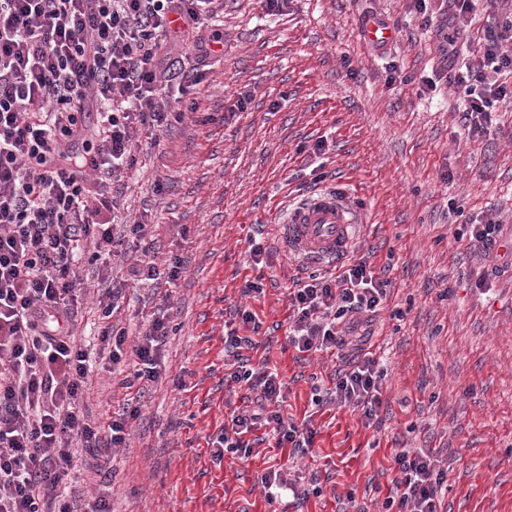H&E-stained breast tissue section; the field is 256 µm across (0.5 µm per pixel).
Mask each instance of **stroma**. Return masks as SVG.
<instances>
[{
	"label": "stroma",
	"instance_id": "stroma-1",
	"mask_svg": "<svg viewBox=\"0 0 512 512\" xmlns=\"http://www.w3.org/2000/svg\"><path fill=\"white\" fill-rule=\"evenodd\" d=\"M429 9L425 20L411 0H287L271 14L262 0H223L222 48L175 100L182 121L140 152L123 187L134 214L157 227L158 261L178 257L183 273L130 285L115 318L134 339L166 306L172 331L165 371L114 460L112 512H380L398 446L447 468L444 512H512V280L490 274L468 240L484 217L512 225V102L490 135L458 127L463 100L438 51L447 12L441 0ZM368 13L394 24L387 48L360 41ZM241 92L251 101L236 113ZM321 137L326 153L308 157L304 146ZM321 171L364 216L352 257L391 281L371 339L388 408L371 428L313 402L339 361L287 339L288 289L310 269L282 249L277 223ZM255 234L259 264L248 252ZM485 276L486 293L476 287ZM247 280L262 292L241 295ZM239 307L262 322L261 346L244 357L277 371L283 417L316 432L307 456L289 459L268 441L246 460L213 455L225 415L243 405L224 388V324ZM126 373L95 357L83 412L104 420L121 410L136 396ZM280 467L304 484L318 475L319 494L267 503L258 479Z\"/></svg>",
	"mask_w": 512,
	"mask_h": 512
}]
</instances>
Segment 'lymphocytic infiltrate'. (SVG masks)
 <instances>
[{
    "mask_svg": "<svg viewBox=\"0 0 512 512\" xmlns=\"http://www.w3.org/2000/svg\"><path fill=\"white\" fill-rule=\"evenodd\" d=\"M219 0H0V512H75L66 482L76 449L110 458L126 444V427L138 415L124 407L93 421L81 405L91 372L78 342L75 267L83 245L112 275L110 259L126 258L128 241L143 248L129 265L132 280H177L179 259L157 265L147 243L154 225L118 221L112 187L137 163L141 139L171 123L165 84L173 66L191 59L194 78L220 43L206 32ZM448 31L441 47L467 107L459 124L469 137L489 133L499 102L512 98V12L487 27L479 47L461 55L459 33L471 24L475 0H449ZM390 281L354 260L334 276L312 275L289 294L288 341L299 352L343 351L358 340V356L336 370L338 406L358 411L373 426L383 406L384 370L366 346L373 318ZM122 289L98 291V340L112 364L132 373L138 394L161 376L168 312L148 321L128 343L112 318ZM240 327L224 330V354L237 367L224 378L253 395L255 409L233 412L213 442L215 457L251 456L248 436L269 428L276 447L303 453L315 432L285 421L277 373L255 369L241 351L253 347L262 323L239 311ZM388 512H441L447 472L438 457L395 450Z\"/></svg>",
    "mask_w": 512,
    "mask_h": 512,
    "instance_id": "lymphocytic-infiltrate-1",
    "label": "lymphocytic infiltrate"
}]
</instances>
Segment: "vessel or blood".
I'll use <instances>...</instances> for the list:
<instances>
[{
    "label": "vessel or blood",
    "mask_w": 512,
    "mask_h": 512,
    "mask_svg": "<svg viewBox=\"0 0 512 512\" xmlns=\"http://www.w3.org/2000/svg\"><path fill=\"white\" fill-rule=\"evenodd\" d=\"M358 34L366 43L381 45L393 39L395 30L381 19L367 16L360 21ZM360 221L342 189L315 188L289 206L279 223L281 243L289 255L307 264L331 267L352 249L354 226ZM488 251L502 274L512 275V239L492 241Z\"/></svg>",
    "instance_id": "b4317fda"
}]
</instances>
